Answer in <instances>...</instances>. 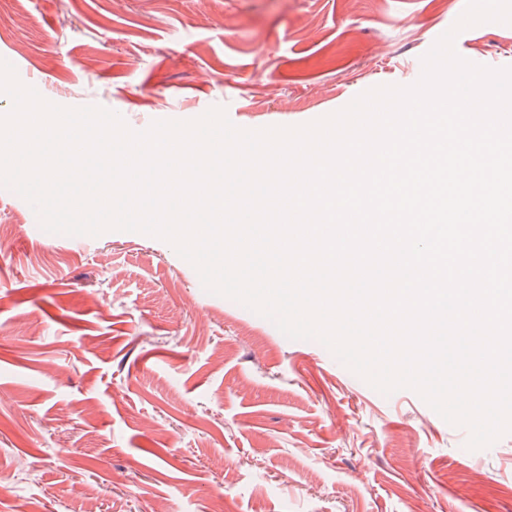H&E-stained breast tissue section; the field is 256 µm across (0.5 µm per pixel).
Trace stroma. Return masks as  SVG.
<instances>
[{
  "label": "stroma",
  "instance_id": "1",
  "mask_svg": "<svg viewBox=\"0 0 512 512\" xmlns=\"http://www.w3.org/2000/svg\"><path fill=\"white\" fill-rule=\"evenodd\" d=\"M466 0H0V59L134 131L224 108L297 126L409 86ZM512 66V24L458 36ZM0 195V512H512V433L385 396L321 343L204 291L166 241L32 233ZM155 336L153 347L140 337Z\"/></svg>",
  "mask_w": 512,
  "mask_h": 512
}]
</instances>
